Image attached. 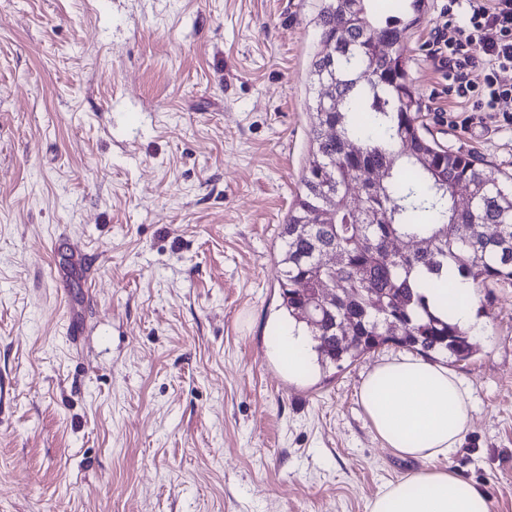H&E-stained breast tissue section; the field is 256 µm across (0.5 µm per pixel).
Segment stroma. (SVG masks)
Segmentation results:
<instances>
[{"label": "stroma", "instance_id": "stroma-1", "mask_svg": "<svg viewBox=\"0 0 512 512\" xmlns=\"http://www.w3.org/2000/svg\"><path fill=\"white\" fill-rule=\"evenodd\" d=\"M426 0L406 55L434 138L512 175L459 112ZM321 0H0V512H369L419 470L360 390L389 343L291 379L280 232L309 148ZM451 467L512 512V281L475 292Z\"/></svg>", "mask_w": 512, "mask_h": 512}]
</instances>
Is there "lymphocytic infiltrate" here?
<instances>
[{"instance_id":"f902f5d3","label":"lymphocytic infiltrate","mask_w":512,"mask_h":512,"mask_svg":"<svg viewBox=\"0 0 512 512\" xmlns=\"http://www.w3.org/2000/svg\"><path fill=\"white\" fill-rule=\"evenodd\" d=\"M465 22H456V12ZM449 19L433 41L448 90L465 111L512 112V85L499 72L512 70V0H448Z\"/></svg>"}]
</instances>
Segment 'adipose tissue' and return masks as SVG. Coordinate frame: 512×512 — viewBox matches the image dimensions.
<instances>
[{"label":"adipose tissue","instance_id":"1","mask_svg":"<svg viewBox=\"0 0 512 512\" xmlns=\"http://www.w3.org/2000/svg\"><path fill=\"white\" fill-rule=\"evenodd\" d=\"M455 288L463 295L457 308L447 310L432 294V311L464 330L480 332L471 284L459 278ZM314 345L312 336L300 328L270 343L292 376L311 370ZM360 396L385 447L399 458L426 464L387 484L371 501L369 512H490L487 495L445 466L462 443L473 406L463 381L442 360L405 354L382 361L364 379Z\"/></svg>","mask_w":512,"mask_h":512}]
</instances>
